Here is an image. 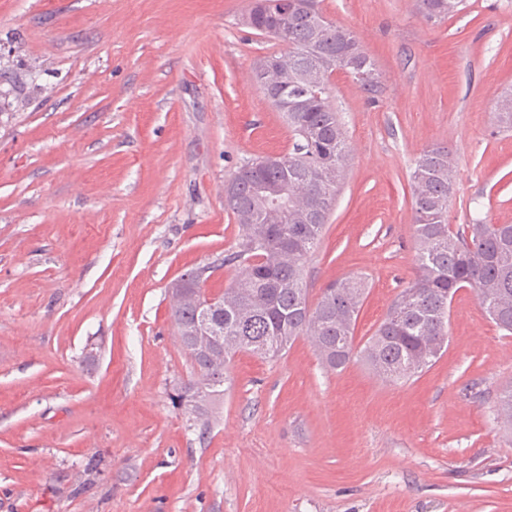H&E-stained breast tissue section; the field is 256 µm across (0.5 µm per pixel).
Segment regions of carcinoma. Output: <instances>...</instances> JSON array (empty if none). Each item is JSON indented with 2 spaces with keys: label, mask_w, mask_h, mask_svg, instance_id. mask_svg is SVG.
Here are the masks:
<instances>
[{
  "label": "carcinoma",
  "mask_w": 512,
  "mask_h": 512,
  "mask_svg": "<svg viewBox=\"0 0 512 512\" xmlns=\"http://www.w3.org/2000/svg\"><path fill=\"white\" fill-rule=\"evenodd\" d=\"M419 14L434 22L457 15L464 0H415ZM254 17L252 29L272 33L271 14ZM275 64L265 77L274 87L291 86L294 111L286 122L292 150L242 165L232 177L236 196L224 208L239 226L235 250L224 263L238 267L224 291V349L212 352L197 369L199 384L218 391L224 368L238 351L265 359L282 355L297 338L312 339L321 363L342 370L357 357L382 380L405 383L429 368L446 350L450 304L461 288L476 293L486 316L512 333V224H462L452 228L448 209L455 169L448 148L433 146L419 156L411 173L412 215L421 243L414 280L389 308L366 342L354 345V329L366 284L349 276L321 289L308 302L305 264L317 247L336 206L350 149L345 129L331 102L330 77L364 69L375 81L360 89L374 94L380 74L357 36L332 21L320 25L303 16L288 21L285 50L270 55ZM497 125L512 129V96L496 103ZM288 178V210L265 204V191ZM193 301L175 298L171 319L178 324L193 313Z\"/></svg>",
  "instance_id": "1"
}]
</instances>
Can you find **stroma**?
Wrapping results in <instances>:
<instances>
[{
  "label": "stroma",
  "instance_id": "1",
  "mask_svg": "<svg viewBox=\"0 0 512 512\" xmlns=\"http://www.w3.org/2000/svg\"><path fill=\"white\" fill-rule=\"evenodd\" d=\"M362 42L368 94L332 103L346 178L305 264L310 300L364 277L356 344L413 280L410 174L448 147V221L512 224V0L433 24L413 0H316ZM249 0H0V512H512V334L472 289L441 357L405 384L324 368L309 337L239 352L200 412L169 284L207 265L223 293L238 239L224 185L293 134L251 80L279 42Z\"/></svg>",
  "mask_w": 512,
  "mask_h": 512
}]
</instances>
